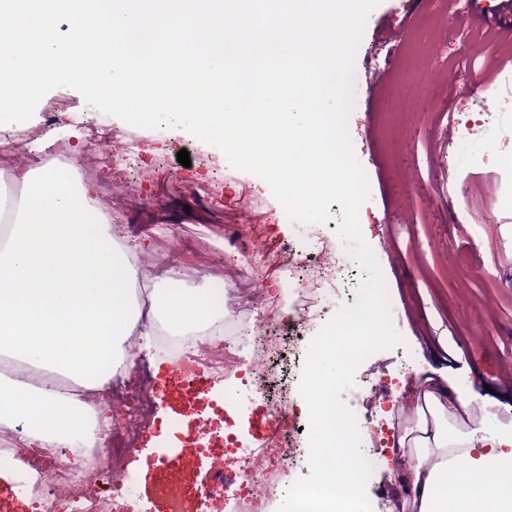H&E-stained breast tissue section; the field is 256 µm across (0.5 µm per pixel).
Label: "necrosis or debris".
I'll list each match as a JSON object with an SVG mask.
<instances>
[{"mask_svg": "<svg viewBox=\"0 0 512 512\" xmlns=\"http://www.w3.org/2000/svg\"><path fill=\"white\" fill-rule=\"evenodd\" d=\"M349 263L345 253L322 248L315 253L289 252L284 261L273 255L256 263L247 260L238 268L237 276L247 291L245 305L259 316L257 363L248 371L249 383L261 394L271 425L259 447L244 446L235 411L224 404H212V411L224 414V447L238 454L241 467L231 477L223 469H214L194 512H207L216 500L223 501L229 512H259L263 501L276 491L282 469L301 456L298 443L303 428L291 397L292 370L299 364V346L307 330L329 311L325 291L335 289L337 273ZM285 268L297 280L294 326L288 333L281 326L279 298L264 292L265 280ZM158 341L168 352L172 377L186 387H193L202 376L218 378L238 368L231 347L211 339L208 332L194 336L162 332ZM112 389L125 392L130 406L121 423L109 424V439L93 452L92 463L75 470L66 445L51 446L44 456L30 455L29 465L41 474L24 488L33 512H112L115 496L131 484L130 475H123L116 483L110 477L121 469L125 457L137 450L142 432L155 424L156 395L147 381L129 389L116 383Z\"/></svg>", "mask_w": 512, "mask_h": 512, "instance_id": "obj_1", "label": "necrosis or debris"}]
</instances>
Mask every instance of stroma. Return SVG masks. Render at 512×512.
Here are the masks:
<instances>
[{
    "instance_id": "1",
    "label": "stroma",
    "mask_w": 512,
    "mask_h": 512,
    "mask_svg": "<svg viewBox=\"0 0 512 512\" xmlns=\"http://www.w3.org/2000/svg\"><path fill=\"white\" fill-rule=\"evenodd\" d=\"M449 22H442L435 0H381L365 26L354 67L357 93L348 119L356 158L366 173L370 198L359 222L383 275L393 324L403 344L369 356L358 368L354 386L343 402L361 422L364 452L373 463L366 487L372 512H404L412 490L405 471L413 444L377 452L364 424L383 414L401 424L410 437L420 435L413 409L436 386H458L475 400L466 423L478 426L484 415L512 426V197L503 187L512 182V150L490 171L460 153L461 130L455 119L468 113L472 123L491 134L512 127V112L493 109L494 82L484 75L465 81L451 78V64L469 57L476 65L498 56L486 46L485 29L512 18L506 0H448ZM392 70L379 93L368 88L376 75ZM64 103L70 126L56 129L71 150L83 153L79 132L86 123L124 132L139 143L133 165L79 168L99 186L103 210L145 237V278L135 290L147 302L157 273L156 259L166 253L172 231L206 241L205 268L224 272L227 305L236 308L242 287L227 257L229 225H262L271 250L296 246L307 250L301 225L288 220L281 204L255 175L232 168L223 153L185 129L147 130L130 126L86 104L76 90L48 93L34 114ZM190 154V166L177 160ZM468 256L461 269L455 261ZM167 351L152 345L138 352L139 368L120 373L133 385L153 384L160 411L158 427L146 431L137 451L126 459L134 477L131 495L116 497L114 512H170L173 498L193 504L209 483L214 467L234 474L240 463L225 454L224 425L213 421L205 452L186 437L213 395L240 390L231 374L216 382L201 379L197 389L174 383L162 360ZM398 378L399 400L384 408V395L372 382Z\"/></svg>"
}]
</instances>
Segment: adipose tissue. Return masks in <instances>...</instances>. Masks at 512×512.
<instances>
[{"label": "adipose tissue", "mask_w": 512, "mask_h": 512, "mask_svg": "<svg viewBox=\"0 0 512 512\" xmlns=\"http://www.w3.org/2000/svg\"><path fill=\"white\" fill-rule=\"evenodd\" d=\"M24 195L0 244V355L27 364L23 378L0 372V431L26 426L44 445L70 444L89 462L96 405L55 389L62 377L92 392L123 366L131 337L149 343L156 325L184 335L228 313L221 278L189 288L179 268L156 276L151 305L131 290L142 273L138 244L120 235L97 203L93 184L75 179L59 159L13 171ZM430 436L415 440L407 480L411 512H512V430L481 422L461 429L448 407H469L458 388L426 392Z\"/></svg>", "instance_id": "1"}]
</instances>
